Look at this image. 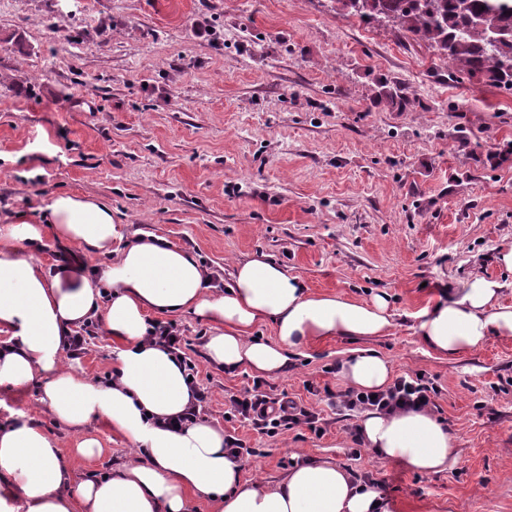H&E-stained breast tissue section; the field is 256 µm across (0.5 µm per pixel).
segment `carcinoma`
I'll return each instance as SVG.
<instances>
[{"instance_id": "1", "label": "carcinoma", "mask_w": 512, "mask_h": 512, "mask_svg": "<svg viewBox=\"0 0 512 512\" xmlns=\"http://www.w3.org/2000/svg\"><path fill=\"white\" fill-rule=\"evenodd\" d=\"M383 14L406 31L430 41L459 71L480 72L512 90V40L493 44L487 34L512 24V0H374L357 12L362 19Z\"/></svg>"}]
</instances>
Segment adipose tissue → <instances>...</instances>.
<instances>
[{"label": "adipose tissue", "instance_id": "1", "mask_svg": "<svg viewBox=\"0 0 512 512\" xmlns=\"http://www.w3.org/2000/svg\"><path fill=\"white\" fill-rule=\"evenodd\" d=\"M47 210L57 240L108 261L91 273L79 264L47 268L23 254L25 245L41 242L44 225L23 221L0 235V386L21 391L39 381L40 401L60 423L104 422L135 444L137 457L112 474L90 471L78 479L74 459L103 454L97 438L81 435L65 455L33 418L0 426V512H185L192 496L209 512H378L377 492L356 486L334 463L294 467L263 487L243 479L222 429L162 427L193 396L174 355L145 336L152 316L191 312L212 325L209 363L274 376L292 355L326 339L388 334L394 319L386 296L315 294L263 258L235 263L228 290L219 292L182 247L141 236L115 249L119 225L98 199L60 192ZM503 289L473 275L450 299L418 312L420 340L452 359L479 350L488 337L512 339V304L502 302ZM93 318L119 343L106 383L77 374L65 357L68 336ZM260 326L270 327L273 339L255 336ZM339 376L351 388L384 389L392 367L362 349L342 362ZM359 427L368 447L421 473L445 470L452 456L450 434L427 409L368 411Z\"/></svg>", "mask_w": 512, "mask_h": 512}]
</instances>
